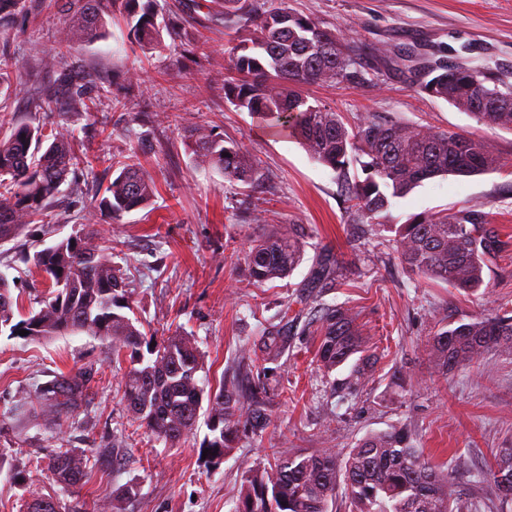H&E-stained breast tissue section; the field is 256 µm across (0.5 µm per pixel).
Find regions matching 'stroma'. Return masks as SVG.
I'll use <instances>...</instances> for the list:
<instances>
[{"instance_id":"obj_1","label":"stroma","mask_w":512,"mask_h":512,"mask_svg":"<svg viewBox=\"0 0 512 512\" xmlns=\"http://www.w3.org/2000/svg\"><path fill=\"white\" fill-rule=\"evenodd\" d=\"M67 0H25L0 25V53L13 68L0 84V131L17 122L44 133L67 127L80 145L81 163L63 184L44 223L28 225L0 244L5 272L20 313L37 308L49 287L25 261L33 244L95 230L111 239L114 260L131 278L132 311L158 336H193L210 378L236 372L243 391L264 384L267 424L240 433L214 467L198 458L208 433L197 423L185 443L155 442L119 401L123 371L112 348L84 333L26 340L0 333V512H23L33 494H48L60 512H92L111 504L123 487L139 493L124 512H234L248 470L272 463L274 449L341 450L362 437L405 422L426 458L448 463L479 512H512V501L482 498L477 472L498 449L512 447V359L491 356L484 369L438 372L426 340L435 325L512 309V132L480 125L468 113L420 89L414 56L453 48L455 60L476 66L492 60L512 70V0H285L287 7L322 27L341 32L359 58L363 81L355 86H314L313 104L338 112L346 127L366 115L383 122L419 123L486 140L501 160L498 170L424 181L394 200L387 217L366 219L351 210L335 173L314 161L298 141L277 127L237 111L224 98V68L233 45L223 22L189 0H157L160 11L182 12L177 36L141 50L127 39L121 14L108 21L110 35L64 55L60 38L71 25ZM185 52L182 66L171 62ZM75 68L94 79L89 111L68 112L58 78ZM49 107H40L44 96ZM151 149L141 161L153 176L152 204L116 223H92L97 194L112 178L114 158L128 154L125 128ZM202 124L236 143L261 174L256 188L231 183L222 172L196 166L181 138ZM468 208L500 232L499 252L486 260L483 297H466L427 282L393 263L395 230L416 214L450 215ZM266 221L254 224L252 211ZM276 224L302 225L311 243L301 264L284 279L254 283L246 251ZM341 264L332 287L309 285L323 250ZM346 304L358 315L382 354L381 372L358 395L333 390L347 368L318 370L314 309ZM282 326L284 348L266 376L253 367L262 331ZM80 366L94 367L89 397L71 418L50 420L15 408L37 384ZM96 449L88 482L65 488L52 479L48 461L57 449Z\"/></svg>"}]
</instances>
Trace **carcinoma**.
I'll use <instances>...</instances> for the list:
<instances>
[{"label":"carcinoma","mask_w":512,"mask_h":512,"mask_svg":"<svg viewBox=\"0 0 512 512\" xmlns=\"http://www.w3.org/2000/svg\"><path fill=\"white\" fill-rule=\"evenodd\" d=\"M76 19L63 40L76 51L106 38V16L120 6L128 36L142 47L154 45L162 31L173 32L180 18L162 19L153 0H72ZM224 28L234 34L231 72L224 76V98L238 111L271 120L288 129L309 154L337 174L348 201L373 219L388 212L392 200L403 198L425 180L438 176L480 175L500 167L491 147L468 135L435 131L409 123H384L363 117L346 128L339 113L312 105L303 89L313 85L358 84L361 74L350 43L338 32L279 4L257 7L248 0H219ZM417 73L428 77L422 89L469 113L477 122L512 130V71L496 62L448 67L427 60ZM70 110L85 112L88 85L63 74ZM198 165L224 173L231 182L253 185L259 176L238 145L230 146L204 125L186 131ZM41 130L15 124L0 137V243L37 224L60 186L80 164L74 133L61 129L45 142ZM364 178L349 177L351 162ZM116 175L94 206L99 219L115 221L146 207L156 192L155 181L136 153L112 162ZM308 241L297 224L281 225L255 239L246 253L253 280L265 283L288 277L303 259ZM500 249L494 226L472 209L438 218L416 215L400 225L394 259L419 276L466 293L484 285L486 258ZM33 264L50 283V296L39 310L14 321V300L7 277L0 275V329L40 340L85 333L108 342L112 361L130 360L121 383L120 402L156 439L176 445L193 430L206 410L210 434L199 450L206 466H216L238 438L239 428L261 427L264 397L260 392L242 401L235 376L215 384L205 376L202 353L192 338L176 334L162 341L147 335L139 320L122 313L130 308L125 273L112 261L106 240L87 232L70 235L36 252ZM339 265L323 254L316 279L327 286ZM317 326L316 362L330 374L351 363L341 388L350 392L374 380L382 356L363 336L356 316L343 304L312 314ZM443 374L480 363L495 352L512 358V312L500 310L467 322L447 324L427 339ZM283 341L269 330L261 343L262 361H275ZM95 371L79 367L38 387L30 408L48 416L74 412L87 396ZM90 457L59 449L50 461L54 481L64 487L80 484L89 474ZM349 512H476L464 498L448 467L430 463L414 447L407 427L394 425L358 440L344 453L330 448L283 453L275 463L248 474L235 512H328L338 489ZM481 491L485 498L512 500V447L501 448L486 468Z\"/></svg>","instance_id":"carcinoma-1"}]
</instances>
